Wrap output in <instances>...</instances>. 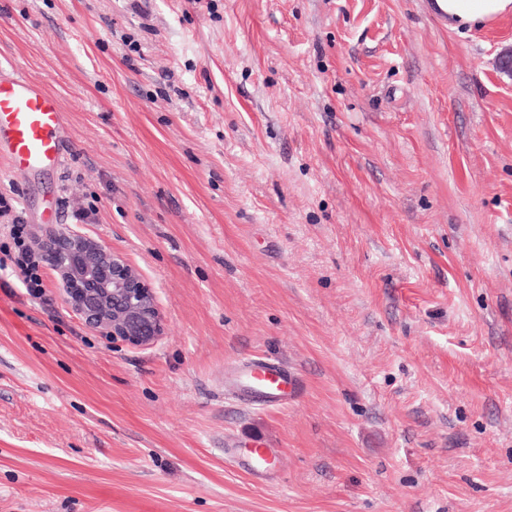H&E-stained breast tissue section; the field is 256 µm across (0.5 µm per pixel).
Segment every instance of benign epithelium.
Listing matches in <instances>:
<instances>
[{
    "instance_id": "7a95c632",
    "label": "benign epithelium",
    "mask_w": 512,
    "mask_h": 512,
    "mask_svg": "<svg viewBox=\"0 0 512 512\" xmlns=\"http://www.w3.org/2000/svg\"><path fill=\"white\" fill-rule=\"evenodd\" d=\"M34 251L57 273L66 304L97 335L134 347L164 335L153 290L105 243L61 227L35 237Z\"/></svg>"
}]
</instances>
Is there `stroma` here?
I'll list each match as a JSON object with an SVG mask.
<instances>
[{
	"instance_id": "1",
	"label": "stroma",
	"mask_w": 512,
	"mask_h": 512,
	"mask_svg": "<svg viewBox=\"0 0 512 512\" xmlns=\"http://www.w3.org/2000/svg\"><path fill=\"white\" fill-rule=\"evenodd\" d=\"M510 48L428 0H0L70 128L0 195L166 323L107 342L0 223V512H512ZM246 357L299 390L244 396ZM259 445L264 482L224 454ZM13 224L17 225L15 226L14 230V239L18 248L16 266L19 269L20 275L23 278V282L26 284L27 288H40V277L37 274L38 265L33 262L29 250L24 245V241L22 239L23 229L22 226H18V224H20L19 217L13 219Z\"/></svg>"
}]
</instances>
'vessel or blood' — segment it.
<instances>
[{"label":"vessel or blood","instance_id":"1","mask_svg":"<svg viewBox=\"0 0 512 512\" xmlns=\"http://www.w3.org/2000/svg\"><path fill=\"white\" fill-rule=\"evenodd\" d=\"M64 138L63 112L55 96L21 74L0 76V155L13 168L34 169L60 160ZM240 377L271 402L283 398L292 384L286 372L266 362H243ZM228 454L256 480L276 466L275 458L262 448H232Z\"/></svg>","mask_w":512,"mask_h":512}]
</instances>
